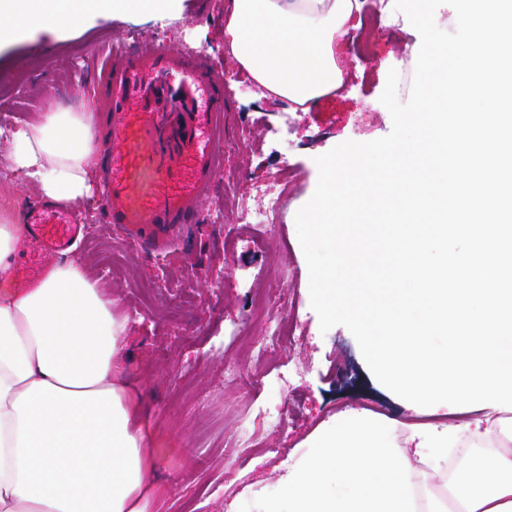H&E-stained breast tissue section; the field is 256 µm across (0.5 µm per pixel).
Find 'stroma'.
Here are the masks:
<instances>
[{"mask_svg":"<svg viewBox=\"0 0 512 512\" xmlns=\"http://www.w3.org/2000/svg\"><path fill=\"white\" fill-rule=\"evenodd\" d=\"M144 39L223 74V177L166 254L124 242L96 195L81 210L88 230L79 249L128 320L127 375L143 400L161 489L151 512H264L336 409L386 417L385 436L399 447L413 426L442 420L380 384L346 327L321 332L295 224L317 186L316 157L391 132L379 98L390 69L415 66L421 39L403 16L370 54L346 42L343 86L296 112L237 80L240 68L224 49V0H181L178 13L162 19L111 13L82 30H42L0 46V125L34 123L47 106L75 109L88 99L106 119L109 87L97 59L115 42L133 51ZM286 163L295 176L278 187L281 222L256 239L225 209L224 183L249 198ZM159 279L164 290L145 294ZM259 285L287 289L304 325L297 343L263 345L265 330L249 311ZM230 370L236 382L227 380ZM283 375L291 387L281 385Z\"/></svg>","mask_w":512,"mask_h":512,"instance_id":"obj_1","label":"stroma"}]
</instances>
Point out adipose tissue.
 Returning <instances> with one entry per match:
<instances>
[{
	"instance_id": "ef3b65f1",
	"label": "adipose tissue",
	"mask_w": 512,
	"mask_h": 512,
	"mask_svg": "<svg viewBox=\"0 0 512 512\" xmlns=\"http://www.w3.org/2000/svg\"><path fill=\"white\" fill-rule=\"evenodd\" d=\"M353 0H225L224 43L270 94L308 107L345 80L336 43ZM68 0H0V37L88 25ZM97 108L48 110L34 125L0 127L5 160L40 198L89 197ZM25 227L0 210V280H11ZM127 320L86 271L78 248L33 286L0 294V512H149L158 491L142 403L121 364ZM382 418L337 412L288 468L286 498L265 512H512V426L490 414L413 428L404 447ZM490 444L472 476L444 492L426 481L459 442Z\"/></svg>"
}]
</instances>
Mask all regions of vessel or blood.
I'll list each match as a JSON object with an SVG mask.
<instances>
[{
    "mask_svg": "<svg viewBox=\"0 0 512 512\" xmlns=\"http://www.w3.org/2000/svg\"><path fill=\"white\" fill-rule=\"evenodd\" d=\"M110 55L112 107L100 194L111 223L160 253L193 223L198 202L222 171L223 75L147 42L134 55L114 44ZM138 167L156 183L145 205L131 200ZM25 222L28 258L15 273L24 286L40 275L41 259L68 250L86 231L73 211L45 201L28 208Z\"/></svg>",
    "mask_w": 512,
    "mask_h": 512,
    "instance_id": "obj_1",
    "label": "vessel or blood"
}]
</instances>
